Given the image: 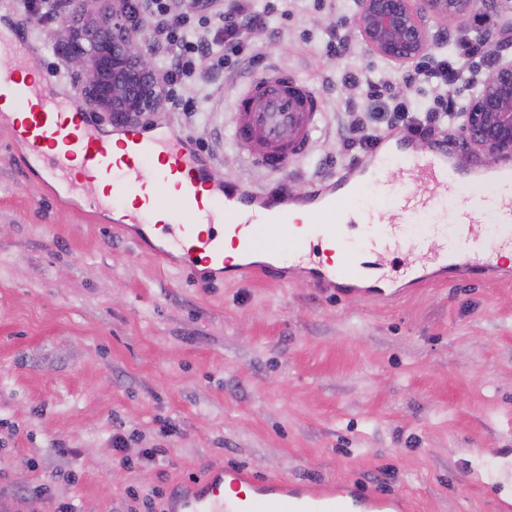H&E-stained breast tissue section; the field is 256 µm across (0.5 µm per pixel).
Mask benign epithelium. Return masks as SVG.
I'll return each mask as SVG.
<instances>
[{
	"instance_id": "1",
	"label": "benign epithelium",
	"mask_w": 512,
	"mask_h": 512,
	"mask_svg": "<svg viewBox=\"0 0 512 512\" xmlns=\"http://www.w3.org/2000/svg\"><path fill=\"white\" fill-rule=\"evenodd\" d=\"M503 0H357L354 27L371 52L398 66L428 54L427 19L464 16L477 6L498 13L491 66L461 113L459 133L488 162L512 159V7ZM60 19L69 45L64 63L86 104L114 125L138 123L167 102L165 71L156 48H145L146 9L131 0H44Z\"/></svg>"
}]
</instances>
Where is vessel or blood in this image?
<instances>
[{
    "label": "vessel or blood",
    "instance_id": "vessel-or-blood-1",
    "mask_svg": "<svg viewBox=\"0 0 512 512\" xmlns=\"http://www.w3.org/2000/svg\"><path fill=\"white\" fill-rule=\"evenodd\" d=\"M323 112L312 90L292 75L272 70L248 81L231 114L234 143L249 161L272 172L304 157L321 128ZM0 119L12 141L27 155L45 162L48 180L96 194L108 207L113 197L135 196L137 210L123 213L120 224H146L140 247L159 261L188 262L201 274L220 281L231 275L279 280L283 251L265 245L267 234L288 241L299 263L311 266L313 286L339 295L351 286L365 299L390 301L384 288H362L361 280L379 270L378 261L361 260L343 250L346 217L362 180L332 182L326 193L308 192L299 205L305 223L287 221L288 205L262 189L227 195L212 178L208 159L185 136L168 129L158 133L141 125L120 126L117 139L105 137L85 113L57 100L47 84L15 64L11 77L0 79ZM507 228L499 232L493 257L480 259L470 238H459L452 251H440V263L462 270L485 266L503 271L512 264L499 259L512 250V186L502 185L492 201ZM242 254L266 252L267 263L245 265L224 255L225 243ZM339 244L337 258H323L322 243ZM394 496L366 495L341 485L311 490L286 481H268L240 468H209L201 481H187L168 493L166 512H401Z\"/></svg>",
    "mask_w": 512,
    "mask_h": 512
}]
</instances>
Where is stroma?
Returning <instances> with one entry per match:
<instances>
[{"label":"stroma","instance_id":"stroma-1","mask_svg":"<svg viewBox=\"0 0 512 512\" xmlns=\"http://www.w3.org/2000/svg\"><path fill=\"white\" fill-rule=\"evenodd\" d=\"M354 0H290L251 33L258 60L193 83V113L166 107L146 128L175 127L212 164L215 182L277 186L295 201L369 156L350 110L357 86L388 73L390 91L421 113L438 95L408 81L413 65L374 56L353 25ZM434 19L448 41L433 54L484 76L486 61L458 55L461 35L492 29L495 12ZM349 42L329 56L331 26ZM25 65L74 109L86 106L71 75H55L65 41L50 43L29 16L0 6ZM268 69L304 79L326 130L280 173L244 163L230 112L244 83ZM408 151L439 148L468 176L512 170L467 147L456 124L429 138L393 130ZM359 212L386 211L414 195L400 217L402 247L382 268L401 287L404 263L449 243L455 216L476 205L465 188L442 192L386 159ZM43 170L0 126V512H130L131 492L167 493L207 466H240L263 480L348 483L400 497L405 512H507L512 505V279L449 270L392 303L318 294L304 278H242L216 288L156 262L67 185ZM129 438L131 467L112 463V435ZM69 455L57 454V447ZM158 449L154 462L138 457Z\"/></svg>","mask_w":512,"mask_h":512}]
</instances>
